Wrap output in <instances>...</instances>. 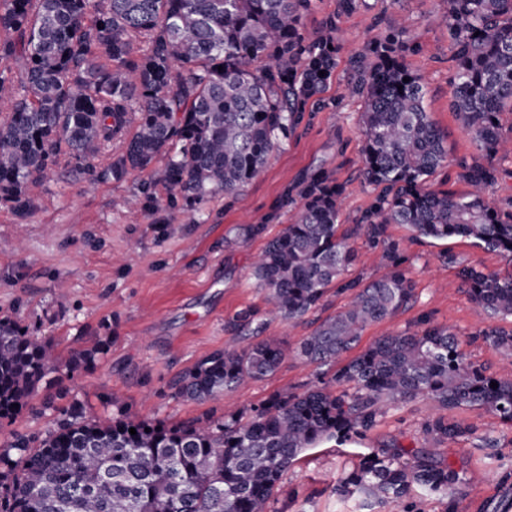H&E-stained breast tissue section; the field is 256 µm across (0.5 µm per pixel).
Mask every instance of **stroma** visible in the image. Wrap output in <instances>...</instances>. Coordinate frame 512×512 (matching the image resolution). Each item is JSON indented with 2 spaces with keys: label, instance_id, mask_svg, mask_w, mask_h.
I'll return each mask as SVG.
<instances>
[{
  "label": "stroma",
  "instance_id": "35a3bbf8",
  "mask_svg": "<svg viewBox=\"0 0 512 512\" xmlns=\"http://www.w3.org/2000/svg\"><path fill=\"white\" fill-rule=\"evenodd\" d=\"M443 12L442 0H366L358 12L337 16L343 49L327 94L339 98L338 110L309 113L307 123L234 198L211 197L191 212L164 203L133 213L124 209V198L141 184L158 181L156 167L119 180L60 175L34 184L30 194L36 206L24 217L0 203V242L19 239L24 245L18 253L0 251V317L21 319L64 357L90 344L101 328L112 337L108 355L94 371L72 382L41 385L15 423L0 425V446L12 432L52 428L59 408L74 401L91 417L126 413L171 427L231 410L246 415L274 393H301L330 379L334 367L307 366L290 357L272 376L241 386L220 402L186 401L171 388L178 373L231 344L227 318L247 308L264 311L253 264L290 222V212L280 205L287 187L319 169L333 172L345 185L341 235L349 234L368 205L373 189L364 184L359 163L364 99L349 90L348 60L384 35L392 18L406 20L419 47L407 62L421 76L426 109L448 141L449 164L431 184L465 191L459 163L475 149L451 108L454 61ZM253 224L265 225V232L247 235ZM386 234L407 249L415 298L387 320L366 326L361 346L391 332L415 331L426 318L457 334L468 358L488 374L512 379V364L477 334L482 324L507 329L512 322H481L456 269L463 263L504 275L512 262L467 238L415 240L403 224L388 225ZM448 255L455 264L445 263ZM115 389L122 395L118 408L107 401ZM444 413L419 396L388 405L375 426L352 442L329 441L306 450L283 476L270 512H406L407 502L379 504L340 490L370 453L395 447L434 454L461 474L460 493L426 495L427 512H512V426L482 409L452 410L445 414L472 427V435L455 441L426 436V423ZM488 436L495 447L485 446Z\"/></svg>",
  "mask_w": 512,
  "mask_h": 512
}]
</instances>
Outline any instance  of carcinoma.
Masks as SVG:
<instances>
[{
	"label": "carcinoma",
	"mask_w": 512,
	"mask_h": 512,
	"mask_svg": "<svg viewBox=\"0 0 512 512\" xmlns=\"http://www.w3.org/2000/svg\"><path fill=\"white\" fill-rule=\"evenodd\" d=\"M443 2L454 112L477 150L460 161L468 190L429 184L448 163V143L426 111L420 75L407 64L406 54L415 51L410 29L394 21L349 59L351 91L364 98L361 172L379 193L350 235L339 237L344 185L336 177L319 171L297 194L285 192L281 206L295 210L293 221L268 242L253 271L268 310L261 317L246 309L225 322L256 337L272 319H304L332 286L350 293L348 306L293 351L307 364H339L332 378L301 394L276 393L246 418L235 413L173 427L126 414L93 420L76 401L59 411L56 428L16 432L0 450V512H267L304 450L367 432L388 401L425 394L443 409L478 407L512 424V380L487 374L464 356L456 334L428 320L343 360L367 325L415 296L409 258L386 235L388 225L404 224L416 237H465L512 261V200L499 207L486 198L499 177L495 160L512 153L497 122L512 105V0ZM314 4L0 0V202L25 212L32 207L29 185L61 168L120 179L159 161L170 206L191 211L208 196L236 195L305 113L338 106L323 97L341 52L336 18L365 0H337L336 15L309 30L304 20ZM114 140L123 151L97 170L101 146ZM131 203L159 204L155 184H143ZM361 234L384 267L368 282L347 276L356 261L348 239ZM459 275L479 315L512 317V272L464 266ZM480 335L512 360V331ZM110 344L98 336L62 359L21 321L0 318V423L26 409L48 376L72 379L96 367ZM286 357L273 337L236 342L199 359L171 388L187 401L218 402L271 376ZM425 433L455 440L471 428L438 416ZM403 456L397 448L371 453L343 490L378 502L400 500L414 487L442 495L458 490L452 466Z\"/></svg>",
	"instance_id": "cac0c4a2"
}]
</instances>
